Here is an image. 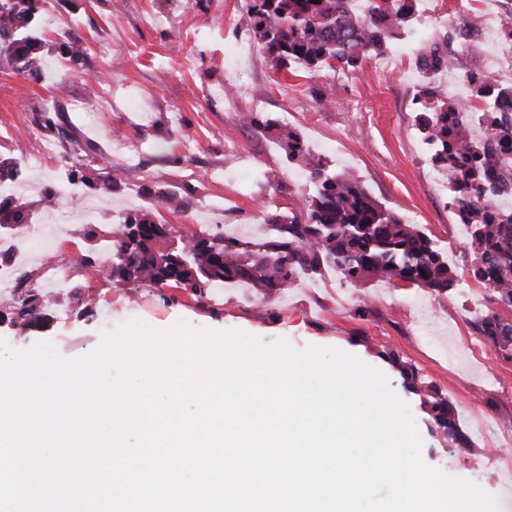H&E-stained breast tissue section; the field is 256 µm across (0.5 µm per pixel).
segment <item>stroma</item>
Masks as SVG:
<instances>
[{"mask_svg":"<svg viewBox=\"0 0 512 512\" xmlns=\"http://www.w3.org/2000/svg\"><path fill=\"white\" fill-rule=\"evenodd\" d=\"M248 0H55L47 36L60 40L58 18H67L88 43L85 72L69 70L52 57L41 77L0 73V156L21 161L35 139L49 134L35 120L65 86L70 97L85 95L91 79L109 100L95 112H62L82 139L94 144L101 159L81 168L66 204L76 210L72 224L40 230L61 255L101 252L120 213L142 209L145 188L170 189L187 199V214H158L157 220L183 231L214 224L244 239L269 236L261 205L285 212L302 193H312L307 169L288 161L271 135L241 127L238 116L259 112L279 119L292 112L290 126L309 153L328 170L356 177L372 198L418 225L445 253L459 290L436 295L425 289L372 280L344 297L334 272L307 276L288 291L262 296L246 286L213 289L198 301L190 292L147 284L118 285L93 267L62 269L67 289L56 293L49 327L23 329L12 323L11 309L0 302V336L15 348L51 341L64 357L93 351L102 331L115 319L134 314L157 329L183 321L195 328L239 329L265 342L284 339L296 349L336 347L381 370L390 388L404 400L422 440L426 464L445 474L472 479L475 467L494 461L493 479L484 483L499 512H512V450L495 449L493 440L470 415L478 410L512 430V360L499 355L470 324L473 312L486 311L491 295L470 280V246L448 201V178L424 166L432 150L418 130L414 98L423 85L450 100L466 96L462 82L473 54L501 46L493 18L469 0H433L417 9L411 35L394 41L383 54L370 56L355 70L304 71L276 75L264 49L247 30ZM466 25L471 34L451 46L447 67L429 75L417 64V51L442 37L448 26ZM241 75L230 98L214 96L233 70ZM244 152L250 172L239 178L230 152ZM138 168L112 193L91 195L89 184L107 178L129 159ZM76 159L68 143L54 141L41 165L23 170L31 184L27 199L40 215V187L58 184ZM276 171L278 186L264 174ZM369 298L366 316H358L360 298ZM91 307L92 318L77 317ZM389 348L415 365L423 386L451 401L461 429L472 440L454 448L438 433L427 409L409 392L394 367L379 353ZM498 380L486 385L487 372Z\"/></svg>","mask_w":512,"mask_h":512,"instance_id":"35a3bbf8","label":"stroma"}]
</instances>
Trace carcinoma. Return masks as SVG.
<instances>
[{
    "label": "carcinoma",
    "mask_w": 512,
    "mask_h": 512,
    "mask_svg": "<svg viewBox=\"0 0 512 512\" xmlns=\"http://www.w3.org/2000/svg\"><path fill=\"white\" fill-rule=\"evenodd\" d=\"M49 7L50 0H0L1 71L36 74L56 50L72 66L85 63L88 47L82 37L58 46L45 37ZM414 17L413 0H365L362 17L354 0H250L248 9L250 30L276 73L291 75L297 68L354 70L411 32ZM465 32L464 27H452L444 45ZM442 46L419 50V65L432 72L447 66ZM477 97L486 106L474 111L460 101L438 97L425 86L416 98L417 123L432 146V164L454 181L449 205L460 223L470 228V279L483 285L494 303L512 308V209H500L492 202L512 195L508 164L512 84L483 82ZM246 121L275 135L288 151V159L308 168L313 194L299 197L288 213H265V221L275 230L270 237L244 240L193 230L180 235L174 248L173 227L156 223L152 211L162 207L183 213V198L174 191L150 190V208L126 212L111 230V256L103 269L109 279L120 285L181 288L200 301L211 289L229 285H248L265 295L280 293L292 287L299 274H319L325 269L353 285L373 279L405 283L438 295L457 286L447 260L417 225L406 223L373 199L356 179L327 171L321 161L308 155L296 132L259 118L257 112L246 114ZM473 123L484 129L478 141L470 134ZM62 140L70 144L76 158L99 161L95 148L82 141L76 129L64 130ZM30 207L20 197H0V227L17 230L27 223ZM49 307L46 298L31 290L16 303V313L24 325L40 327L50 320ZM474 328L493 347L512 350V320L490 310L474 321ZM383 357L398 368L411 392L425 395L423 404L448 442L470 447L452 403L430 388H419L414 365L392 352Z\"/></svg>",
    "instance_id": "carcinoma-1"
}]
</instances>
